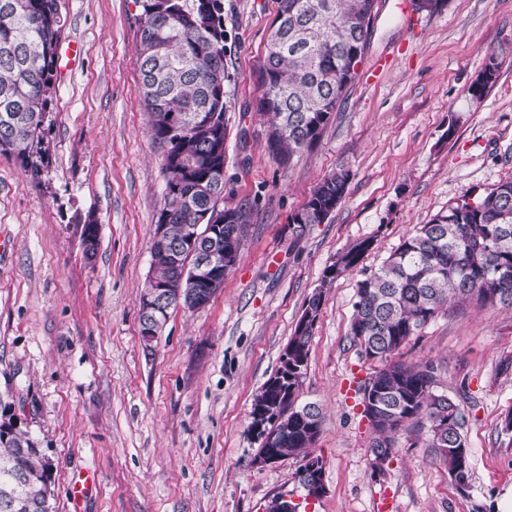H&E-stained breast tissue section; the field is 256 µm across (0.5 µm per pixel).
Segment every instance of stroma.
I'll return each mask as SVG.
<instances>
[{
	"label": "stroma",
	"mask_w": 512,
	"mask_h": 512,
	"mask_svg": "<svg viewBox=\"0 0 512 512\" xmlns=\"http://www.w3.org/2000/svg\"><path fill=\"white\" fill-rule=\"evenodd\" d=\"M62 45L80 60L57 77L38 174L0 154V409L14 413L52 467V512H265L300 496L299 458L265 466L250 432L255 394L315 289L324 302L297 402L323 413L315 452L325 495L306 512H499L512 488V307L458 304L396 353L431 363L438 387L465 389L472 486L461 495L425 433L403 427L374 472L357 381L376 365L350 336L356 283L400 240L463 195L512 178V0H448L433 15L376 0L356 81L318 141L283 166L266 147L259 68L279 0H224L230 75L224 205L251 210L224 286L195 311H171L153 342L139 332L164 205L136 62L134 0H60ZM498 79L471 86L489 58ZM347 192L330 219L296 235L290 216L338 167ZM99 226L94 257L83 228ZM370 241L351 273L325 269ZM86 483L74 498V483Z\"/></svg>",
	"instance_id": "obj_1"
}]
</instances>
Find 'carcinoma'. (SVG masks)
Here are the masks:
<instances>
[{"mask_svg": "<svg viewBox=\"0 0 512 512\" xmlns=\"http://www.w3.org/2000/svg\"><path fill=\"white\" fill-rule=\"evenodd\" d=\"M140 7L137 62L151 137L162 151L164 206L158 223H211L212 213L231 215L219 231L203 238L206 248L240 249L250 211L224 207V184L210 193L202 180L224 170L228 80L224 65V0H135ZM374 0H280L287 27L272 32L260 66L259 112L270 116L267 146L287 164L313 145L311 124L332 118L354 83L348 60L367 48L370 25L354 24L352 13L372 16ZM65 21L59 0H0V154L13 155L37 173L44 162L43 124L57 72V48ZM349 177L336 169L314 189L300 213L305 224L326 223L345 196ZM462 196L446 212L399 243L376 270L357 282L350 336L359 354L379 364L360 386V404L374 433L372 443L391 456L395 434L411 424L427 431L429 447L446 465L452 482L471 485V460L461 403L437 390L434 367L393 360L395 353L444 308L459 302L512 307V180L499 182L467 202ZM177 236L152 245L153 278L163 283L180 274L172 259ZM371 242L363 241L330 265L327 285L357 267ZM323 303L315 292L307 307L312 320L295 327L281 363L255 395L250 427L277 418L276 439L259 451L279 460L314 455L321 411L314 403L295 406L306 375L309 346ZM169 318L139 314L145 347L152 346ZM49 477L41 450L22 431L0 440V512H40Z\"/></svg>", "mask_w": 512, "mask_h": 512, "instance_id": "1", "label": "carcinoma"}]
</instances>
